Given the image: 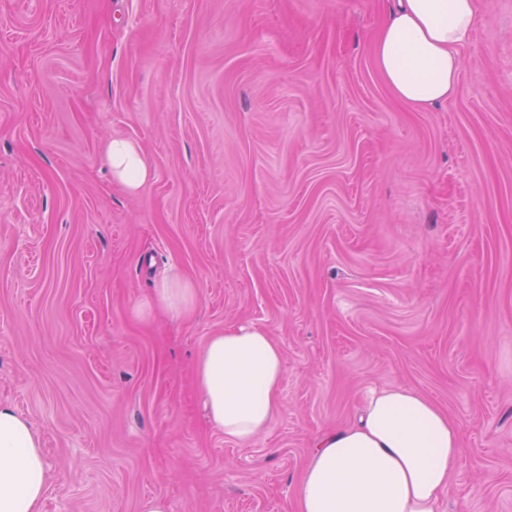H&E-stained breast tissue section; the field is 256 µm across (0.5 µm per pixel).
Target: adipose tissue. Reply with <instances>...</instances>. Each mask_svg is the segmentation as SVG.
<instances>
[{
  "label": "adipose tissue",
  "instance_id": "ef3b65f1",
  "mask_svg": "<svg viewBox=\"0 0 512 512\" xmlns=\"http://www.w3.org/2000/svg\"><path fill=\"white\" fill-rule=\"evenodd\" d=\"M479 23L476 0H393L373 45V64L393 95L427 108L455 97L466 46ZM114 180L140 193L154 172L141 147L104 145ZM198 303L195 285L164 278L147 302L180 318ZM284 356L264 328L213 333L195 365L211 425L249 444L282 411ZM465 454L461 426L404 386L371 394L353 425L316 436L298 485L296 512H436ZM48 488L42 439L13 407L0 404V512H40Z\"/></svg>",
  "mask_w": 512,
  "mask_h": 512
}]
</instances>
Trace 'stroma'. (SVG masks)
Here are the masks:
<instances>
[{
    "mask_svg": "<svg viewBox=\"0 0 512 512\" xmlns=\"http://www.w3.org/2000/svg\"><path fill=\"white\" fill-rule=\"evenodd\" d=\"M477 4L422 109L373 65L389 0H0V403L42 436V512H295L313 438L390 386L464 430L437 512H512V0ZM172 273L196 309L138 315ZM238 325L284 354L246 445L193 377ZM104 156L112 178L130 194L140 193L154 177L141 147L132 140L121 137L108 140L104 144Z\"/></svg>",
    "mask_w": 512,
    "mask_h": 512,
    "instance_id": "35a3bbf8",
    "label": "stroma"
}]
</instances>
